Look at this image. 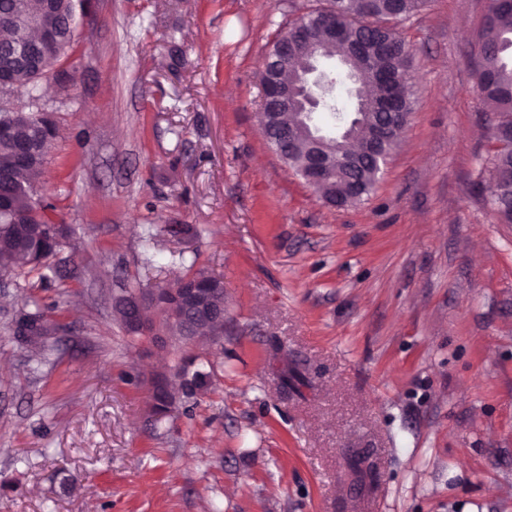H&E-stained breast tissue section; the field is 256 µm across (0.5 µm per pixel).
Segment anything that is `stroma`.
<instances>
[{"label": "stroma", "mask_w": 512, "mask_h": 512, "mask_svg": "<svg viewBox=\"0 0 512 512\" xmlns=\"http://www.w3.org/2000/svg\"><path fill=\"white\" fill-rule=\"evenodd\" d=\"M315 4L88 0L38 104L69 274L0 276V512H512V224L475 188L488 0L399 25L411 119L368 200L339 208L258 122L263 58ZM198 271L224 283L220 343L130 341L122 288ZM30 294L63 328L36 367L12 331ZM188 350L209 388L154 423L150 378Z\"/></svg>", "instance_id": "stroma-1"}]
</instances>
